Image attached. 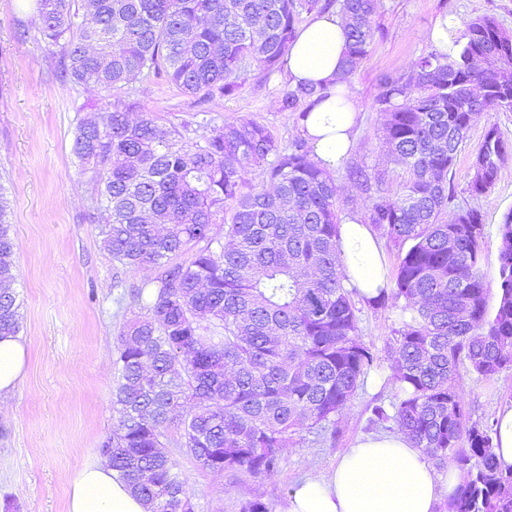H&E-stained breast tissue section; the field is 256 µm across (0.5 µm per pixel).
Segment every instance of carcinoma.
Listing matches in <instances>:
<instances>
[{
	"label": "carcinoma",
	"instance_id": "cac0c4a2",
	"mask_svg": "<svg viewBox=\"0 0 512 512\" xmlns=\"http://www.w3.org/2000/svg\"><path fill=\"white\" fill-rule=\"evenodd\" d=\"M382 0H36L35 24L63 60L60 80L112 97L80 122L73 153L91 165L92 222L125 267L151 272L131 293L143 313L119 332L116 426L100 452L146 512H195L166 444L214 473L274 472L296 436L336 435L376 356L360 340L356 288L336 250L340 189L305 139L281 145L251 118H202L199 140L150 117L134 120L135 84L163 78L196 103L283 71L304 13L332 8L347 22L340 81L350 86L379 34ZM83 17L78 22L76 18ZM459 58L430 52L379 81V112L392 161L405 172L377 189L367 223L399 248L378 304L397 312L389 405L392 423L440 469L461 477L448 512H512V469L496 460V422L470 420L455 386L459 366L491 382L512 371V211L497 232L499 288L488 310L482 274L486 225L472 207L442 214L473 116L505 112L512 96V36L488 16L466 23ZM485 89L481 97L474 88ZM329 96L324 84L288 85L280 109L300 121ZM512 153L485 134L470 184L496 186ZM260 171L261 184L244 191ZM373 188L363 166L348 171ZM11 201L0 187V337L20 332ZM193 251L190 260L173 258Z\"/></svg>",
	"mask_w": 512,
	"mask_h": 512
}]
</instances>
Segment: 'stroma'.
<instances>
[{"label": "stroma", "instance_id": "1", "mask_svg": "<svg viewBox=\"0 0 512 512\" xmlns=\"http://www.w3.org/2000/svg\"><path fill=\"white\" fill-rule=\"evenodd\" d=\"M34 6L35 0H0V185L12 205L19 335L26 349L22 379L0 406V502L15 499L19 512H67L68 477L100 461L99 448L116 421L118 334L139 311L126 295L147 273L118 264L104 249L97 224L88 219V175L73 153L80 120L107 109L110 98L96 86L56 77L59 57L49 51L34 23ZM447 15L461 22L490 15L512 33V0H383L376 13L382 33L349 88L361 121L347 165H365L385 188L395 189L404 172L383 147L374 110L378 82L383 74L409 71L431 52L428 35ZM286 86L281 74L265 84L251 79L235 95L201 107L166 80L154 79L137 84L134 97L143 113L177 129L187 142L201 135L200 113L205 110L220 122L255 119L285 144L301 134L293 115L279 109ZM492 126L512 143V112L475 116L448 174L453 197L446 212L451 218L467 205L484 217L483 272L491 306L497 298V226L512 211V161L487 194L472 195L470 181L473 157ZM356 306L360 336L375 352L377 370L339 415L337 437L301 433L278 470L261 478L216 474L171 448L175 471L196 512H239L242 501L258 495L271 512H284L299 482L324 475L358 437L378 434V427L368 422L367 406L392 396L388 341L397 314L361 298ZM456 386L472 420L492 418L502 402L512 399V372L487 383L462 367Z\"/></svg>", "mask_w": 512, "mask_h": 512}]
</instances>
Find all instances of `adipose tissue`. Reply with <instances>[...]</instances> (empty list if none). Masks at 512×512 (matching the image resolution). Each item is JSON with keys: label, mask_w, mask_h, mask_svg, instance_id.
I'll list each match as a JSON object with an SVG mask.
<instances>
[{"label": "adipose tissue", "mask_w": 512, "mask_h": 512, "mask_svg": "<svg viewBox=\"0 0 512 512\" xmlns=\"http://www.w3.org/2000/svg\"><path fill=\"white\" fill-rule=\"evenodd\" d=\"M346 50V27L333 12L313 15L296 33L288 53L290 83L329 86L302 134L318 167L333 171L352 144L360 113L339 83ZM338 259L348 286L374 300L387 283L385 257L374 230L358 216H344L339 227ZM455 471L435 469L404 435L358 440L325 477L304 479L292 491L286 512H434L442 491H455ZM68 512H146L139 497L103 463L86 465L69 483Z\"/></svg>", "instance_id": "adipose-tissue-1"}]
</instances>
